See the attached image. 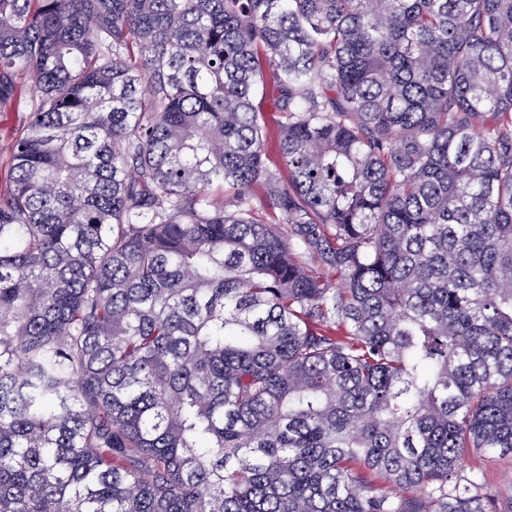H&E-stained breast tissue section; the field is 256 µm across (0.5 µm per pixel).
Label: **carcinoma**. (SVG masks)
<instances>
[{
    "mask_svg": "<svg viewBox=\"0 0 512 512\" xmlns=\"http://www.w3.org/2000/svg\"><path fill=\"white\" fill-rule=\"evenodd\" d=\"M24 76L0 512H488L512 0H0ZM277 91L273 84L268 82L263 96L255 100V105L263 113L266 126L265 150L271 160L279 162L278 155V129L282 121V114L276 107Z\"/></svg>",
    "mask_w": 512,
    "mask_h": 512,
    "instance_id": "carcinoma-1",
    "label": "carcinoma"
}]
</instances>
